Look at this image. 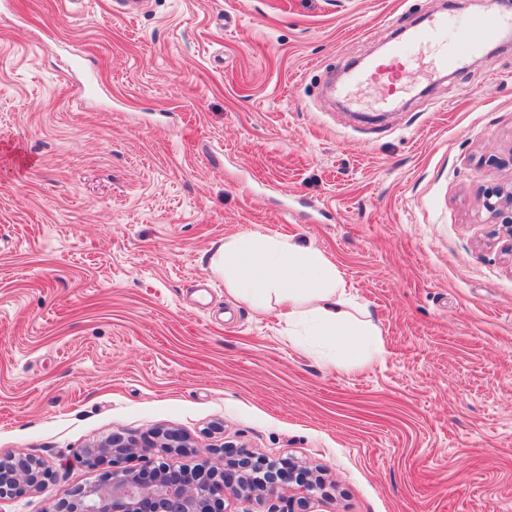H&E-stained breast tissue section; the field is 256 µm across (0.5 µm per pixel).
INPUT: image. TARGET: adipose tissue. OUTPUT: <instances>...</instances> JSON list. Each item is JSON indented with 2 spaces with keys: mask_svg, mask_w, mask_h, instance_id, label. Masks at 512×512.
<instances>
[{
  "mask_svg": "<svg viewBox=\"0 0 512 512\" xmlns=\"http://www.w3.org/2000/svg\"><path fill=\"white\" fill-rule=\"evenodd\" d=\"M234 299L262 311L281 308L297 346H319L321 360L356 368L384 355L379 331L357 317L343 278L320 250L258 233L225 241L213 261Z\"/></svg>",
  "mask_w": 512,
  "mask_h": 512,
  "instance_id": "obj_1",
  "label": "adipose tissue"
}]
</instances>
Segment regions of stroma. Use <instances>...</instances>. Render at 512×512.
<instances>
[{"mask_svg": "<svg viewBox=\"0 0 512 512\" xmlns=\"http://www.w3.org/2000/svg\"><path fill=\"white\" fill-rule=\"evenodd\" d=\"M488 0H12L0 9V458L101 482L76 452L285 475L258 512H512V46L468 49ZM444 14L455 68L408 57L380 107L351 69ZM98 91L83 92L88 80ZM309 244L371 314L382 360L297 347L224 291L225 239ZM320 469L308 492L305 471ZM484 208L491 213L497 224L509 231V251L512 254V187L492 192L486 197ZM155 443L150 440L142 442L135 439H129L126 442L121 439H114L105 442L104 444L94 446L92 448H82L79 452V457L82 462L90 467L99 466L109 458L112 462L118 461L121 456L133 448H141V451H146V448H153Z\"/></svg>", "mask_w": 512, "mask_h": 512, "instance_id": "stroma-1", "label": "stroma"}]
</instances>
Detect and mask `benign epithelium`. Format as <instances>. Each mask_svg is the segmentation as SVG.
Wrapping results in <instances>:
<instances>
[{
	"instance_id": "obj_1",
	"label": "benign epithelium",
	"mask_w": 512,
	"mask_h": 512,
	"mask_svg": "<svg viewBox=\"0 0 512 512\" xmlns=\"http://www.w3.org/2000/svg\"><path fill=\"white\" fill-rule=\"evenodd\" d=\"M484 208L512 238V187L492 192L486 197ZM157 438L162 447L175 452L186 447L182 434L173 430L162 432ZM154 446L150 440L112 439L81 449L79 457L85 465L95 467L107 459L116 462L133 448L144 451ZM200 471L203 475L192 479L168 462L144 472L115 469L101 483L68 493L56 504L54 512H223L221 496L228 491L253 498L272 495L278 488L277 468L271 462L242 466L235 483L226 478V472L207 464L200 465ZM48 478L45 465L29 455L0 459V500L26 487L35 489Z\"/></svg>"
}]
</instances>
